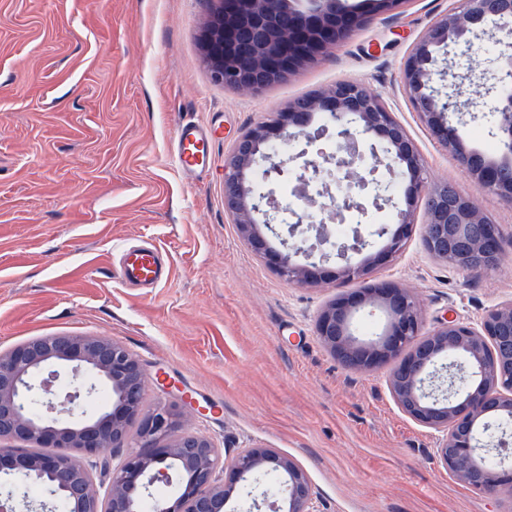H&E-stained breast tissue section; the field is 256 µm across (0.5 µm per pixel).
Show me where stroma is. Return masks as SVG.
I'll return each mask as SVG.
<instances>
[{
    "label": "stroma",
    "instance_id": "1",
    "mask_svg": "<svg viewBox=\"0 0 512 512\" xmlns=\"http://www.w3.org/2000/svg\"><path fill=\"white\" fill-rule=\"evenodd\" d=\"M461 0H408L344 46L262 94L215 82L198 42L200 0H0V353L36 337L110 336L141 360L147 405L193 398L192 429L233 451L278 449L308 474L320 512H512L433 458L438 433L406 416L387 368L348 372L322 346L315 321L335 283L282 279L240 238L224 210V162L237 138L272 111L355 80L405 125L435 182L475 191L429 136L400 83L426 28ZM454 70L459 101L485 102V52ZM191 120L217 140L202 176L180 169L172 141ZM498 224L504 258L478 278L433 257L423 206L405 250L371 269L419 299L427 326L476 323L512 300V207L479 194ZM147 242L166 277L123 284L116 264Z\"/></svg>",
    "mask_w": 512,
    "mask_h": 512
}]
</instances>
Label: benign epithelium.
Segmentation results:
<instances>
[{"label":"benign epithelium","instance_id":"obj_1","mask_svg":"<svg viewBox=\"0 0 512 512\" xmlns=\"http://www.w3.org/2000/svg\"><path fill=\"white\" fill-rule=\"evenodd\" d=\"M211 16L199 45L212 79L228 88L259 94L287 80L345 45L370 21L356 10H338L337 0H202ZM498 46L486 76L492 98L498 150L491 155L468 148L452 115L463 120L454 95L432 84V50L444 47L466 56L478 34ZM401 84L430 136L450 151L459 168L482 192L512 207V0H463L459 14L429 25L401 69ZM324 123L309 132L315 115ZM334 131L335 151L310 159L306 151L290 152L300 138H319ZM367 175L351 171L366 156ZM266 173L279 174L299 162L296 196L317 208V216L291 211L296 221L283 236L270 215L279 211L271 195L257 194L247 174L259 162ZM385 167L389 180L377 177ZM409 178L406 208L397 211L396 227L375 232L386 244H374L353 229L339 242L328 224L343 223L354 212H366L364 199L376 207L392 201V179ZM425 200L424 245L435 258L477 278L503 260L498 225L481 210L475 196L448 182L428 181L423 160L404 125L381 98L358 81L339 80L307 102L294 101L245 131L225 165L224 210L232 215L242 239L263 256L280 277L297 285L332 279L338 285L364 279L370 268L403 251L414 224V207ZM316 232V244L292 241L299 225ZM281 240L272 249L268 236ZM343 264L331 270L323 263L331 252ZM319 253V262L303 263ZM357 255L360 260L352 261ZM385 314L377 338L358 339L355 315L365 309ZM316 336L346 370L371 371L390 366L387 385L400 410L419 425L441 434L435 458L460 483L488 497L512 491V439L498 437L496 454L481 453L480 435L491 421L512 420V301L489 309L476 324L453 317L427 330L420 302L407 289L381 281L337 294L320 309ZM448 361V389L427 387L439 363ZM69 369L72 388L60 392L57 368ZM148 376L141 361L110 336H44L0 354V473L10 477L5 497L28 502L30 487L48 481L54 504L67 512H238L236 488L248 487L257 474L272 475L276 486L263 491L252 508L269 512H318L306 472L276 448L255 445L223 455L213 439L187 428L189 403L145 407ZM106 405L89 409L99 391ZM137 425L135 442L129 428ZM59 448L32 455L17 447ZM133 451L121 454L125 448ZM112 451L120 457L107 482L96 480L92 458ZM184 475L173 496L145 493L157 483L169 484L173 471Z\"/></svg>","mask_w":512,"mask_h":512}]
</instances>
